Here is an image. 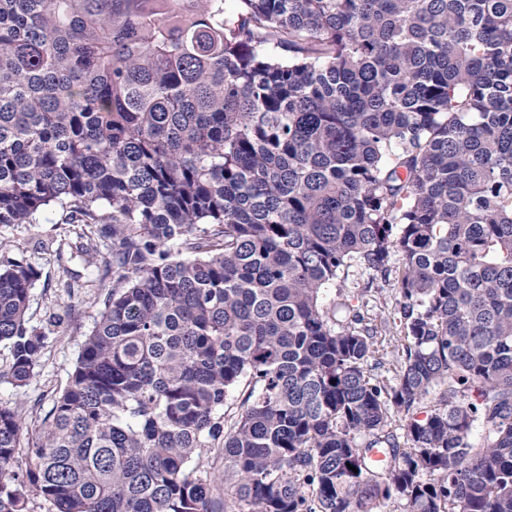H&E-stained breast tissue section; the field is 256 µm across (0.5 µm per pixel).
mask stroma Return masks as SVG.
I'll list each match as a JSON object with an SVG mask.
<instances>
[{
  "instance_id": "obj_1",
  "label": "stroma",
  "mask_w": 512,
  "mask_h": 512,
  "mask_svg": "<svg viewBox=\"0 0 512 512\" xmlns=\"http://www.w3.org/2000/svg\"><path fill=\"white\" fill-rule=\"evenodd\" d=\"M58 218V213L52 212L45 214L39 223L0 230V236L27 252L41 273L31 291L27 316L31 325L46 330L48 349L36 376L28 385L15 388L0 383V403L24 408L26 426L31 431L39 429L45 409L65 388L80 346L101 309L100 302L92 295L70 294L62 287L70 271L80 270L78 261L59 260L35 249L40 240H75L78 226L59 223ZM346 295L365 318L375 323L392 313L399 300L393 283H368L366 277L354 268L349 270L342 287L327 289L324 300L337 302Z\"/></svg>"
}]
</instances>
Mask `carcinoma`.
<instances>
[{
    "instance_id": "obj_1",
    "label": "carcinoma",
    "mask_w": 512,
    "mask_h": 512,
    "mask_svg": "<svg viewBox=\"0 0 512 512\" xmlns=\"http://www.w3.org/2000/svg\"><path fill=\"white\" fill-rule=\"evenodd\" d=\"M55 207L108 291L0 512H512V0H0V227ZM38 278L0 239L16 387ZM393 278L394 275L390 277L389 283L378 281L371 286L367 284L366 276H361L354 267L349 268L347 277L341 275V278L336 281V287L333 285L327 289L324 294V303L329 304L333 301L337 303L343 296L349 295L352 304L360 308L366 322L371 319L372 322L379 324L381 318L394 312L400 299L398 290L394 287ZM338 285H343L344 288L339 290ZM403 333H401V329L399 326L395 327L392 325L390 332H386L385 340L383 341V345L385 350L382 351V347L380 343H378L379 353L376 354V358L380 357L382 353L387 352L382 357V361L384 363V367L380 369H375L374 373L378 375H382L385 377H392L395 374V370L399 367V345L402 343Z\"/></svg>"
}]
</instances>
